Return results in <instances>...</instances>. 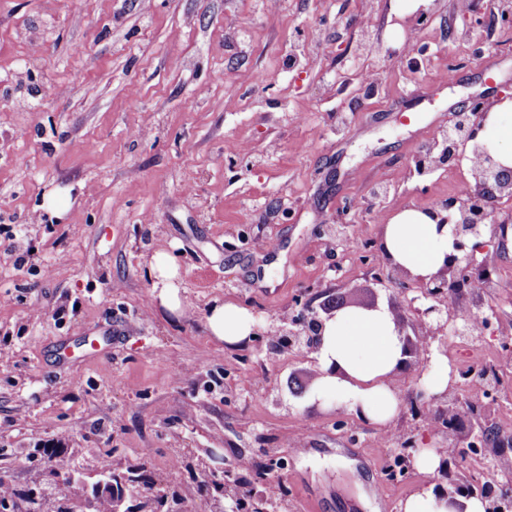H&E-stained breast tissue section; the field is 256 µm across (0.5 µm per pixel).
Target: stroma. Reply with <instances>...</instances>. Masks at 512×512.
Returning a JSON list of instances; mask_svg holds the SVG:
<instances>
[{"label": "stroma", "mask_w": 512, "mask_h": 512, "mask_svg": "<svg viewBox=\"0 0 512 512\" xmlns=\"http://www.w3.org/2000/svg\"><path fill=\"white\" fill-rule=\"evenodd\" d=\"M512 0H0V485L60 495L51 447L88 482L149 463L142 496L185 489L183 512H221L194 472L285 458L277 512H379L433 484L389 479L406 438L465 448L480 387L453 384L459 429L435 432L395 373L399 412L370 425L305 401L311 355L262 333L300 300L340 298L409 319L379 248L396 213L463 194L470 165L414 175L470 97L512 96ZM375 73L364 93L360 70ZM264 83H254L255 74ZM382 196H375L376 188ZM370 244L350 249L351 235ZM170 253L192 318L152 303ZM458 313L495 312L512 344V238ZM214 299L260 335L212 340ZM178 467H169L172 454Z\"/></svg>", "instance_id": "1"}]
</instances>
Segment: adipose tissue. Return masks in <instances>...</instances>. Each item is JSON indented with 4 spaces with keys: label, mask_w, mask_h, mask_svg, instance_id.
<instances>
[{
    "label": "adipose tissue",
    "mask_w": 512,
    "mask_h": 512,
    "mask_svg": "<svg viewBox=\"0 0 512 512\" xmlns=\"http://www.w3.org/2000/svg\"><path fill=\"white\" fill-rule=\"evenodd\" d=\"M481 139L505 166L512 167V100L490 112ZM451 225H437L429 213L405 210L385 224L382 253L385 260L412 275L437 274L452 250ZM153 297L159 307L185 315L177 268L166 254L154 257ZM206 329L228 345L247 342L256 327L245 308L214 301L205 316ZM313 357L321 372L317 386L306 396L308 403H336L369 424H383L398 412L397 391L391 381L402 360V343L390 314L382 308L365 311L344 309L327 320L322 341Z\"/></svg>",
    "instance_id": "1"
}]
</instances>
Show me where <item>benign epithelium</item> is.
<instances>
[{
	"mask_svg": "<svg viewBox=\"0 0 512 512\" xmlns=\"http://www.w3.org/2000/svg\"><path fill=\"white\" fill-rule=\"evenodd\" d=\"M491 106L481 99H475L457 113L450 128L451 137H443L442 144L450 145L449 152L455 160L471 163L472 181L468 183L464 196L448 200L444 210L431 212L437 224L452 225L454 251L446 256L444 268L428 278L410 277L398 283V290L407 309L413 313L411 327L413 334L406 332L405 326L398 323L396 329L403 343V356L412 353L428 355L433 344L443 345L450 336L465 337L470 325L465 315L450 312L448 309L447 288H465L476 274L483 273L491 280L495 272V260L487 256L476 262L474 252L478 240L488 235L505 241L509 228L508 221L500 218V201L512 197V167L501 164L479 139ZM348 306L346 301H338L327 313L332 318L334 312ZM325 318V319H327ZM311 303L303 304L302 311L283 324L276 326L281 336L280 346L284 349L303 348L314 352L321 344L325 323ZM424 392L420 389L412 393L411 402L423 403L430 408L429 417L436 430L443 428L456 430V413L448 400V394L433 396L421 401ZM492 404H487L482 413L478 429L465 437L467 447L480 451L498 465L511 466L507 451L512 449V438L498 434L490 422ZM112 489V483L103 479L92 486V494L79 501L80 512H94V496ZM435 493L448 499V505L458 506L457 497H480L485 503V512H503V504L512 502V484H500L493 491L476 488L468 483H451L444 488L438 486ZM224 512H268V503L246 500L238 494L231 473L224 474Z\"/></svg>",
	"mask_w": 512,
	"mask_h": 512,
	"instance_id": "1",
	"label": "benign epithelium"
}]
</instances>
